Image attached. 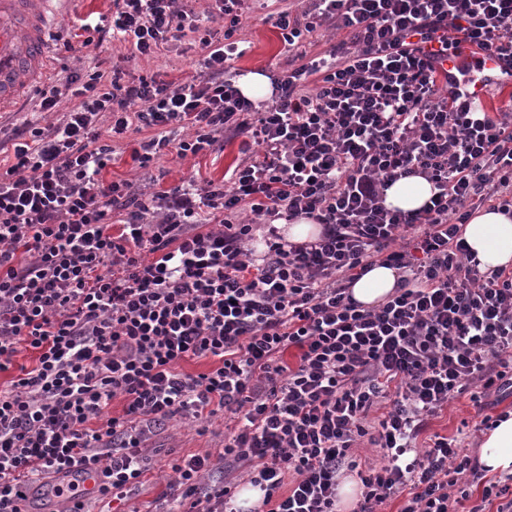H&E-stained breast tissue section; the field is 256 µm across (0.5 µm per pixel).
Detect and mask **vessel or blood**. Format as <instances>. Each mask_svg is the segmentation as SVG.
I'll return each instance as SVG.
<instances>
[{
	"instance_id": "obj_1",
	"label": "vessel or blood",
	"mask_w": 512,
	"mask_h": 512,
	"mask_svg": "<svg viewBox=\"0 0 512 512\" xmlns=\"http://www.w3.org/2000/svg\"><path fill=\"white\" fill-rule=\"evenodd\" d=\"M55 0H0V112L12 108L50 73ZM448 93L484 99L490 86H512V62L494 50H464L443 62Z\"/></svg>"
}]
</instances>
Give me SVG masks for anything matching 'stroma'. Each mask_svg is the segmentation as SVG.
<instances>
[{
  "label": "stroma",
  "instance_id": "stroma-1",
  "mask_svg": "<svg viewBox=\"0 0 512 512\" xmlns=\"http://www.w3.org/2000/svg\"><path fill=\"white\" fill-rule=\"evenodd\" d=\"M303 0H270L268 6L253 10L243 18L233 39L237 41L243 54L230 62L233 72L243 75L257 71L270 73L271 70L286 66L289 60L287 46L284 45L279 29L272 20V13L288 9L298 13L304 10ZM199 59L197 52L185 50L183 45H173L166 56L132 62V69L162 73L165 80L178 81L193 72ZM99 129L103 142L111 143L114 161L102 172L104 180H132L141 184H151L159 180L161 186L169 187L184 180L195 178L222 183L235 166L244 159L242 138H228L221 151L179 159L175 154L161 156L149 167H140L133 161L132 151L141 136L128 132L123 137L111 138L108 121H100ZM512 412V395L503 398L498 405L478 410L471 393H463L438 417L433 418L428 427L429 433L453 436L463 435L471 452H478L484 437L476 426L483 416L498 418L502 413ZM239 427L236 418L217 415L208 422L206 433H199L197 425L170 422L168 426L152 437L147 446L152 458L151 470L145 483L131 496L128 505L136 512H155L158 498L164 491L172 472L167 463L171 459L187 454H203L222 447L226 436L234 434Z\"/></svg>",
  "mask_w": 512,
  "mask_h": 512
}]
</instances>
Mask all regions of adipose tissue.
<instances>
[{
  "label": "adipose tissue",
  "mask_w": 512,
  "mask_h": 512,
  "mask_svg": "<svg viewBox=\"0 0 512 512\" xmlns=\"http://www.w3.org/2000/svg\"><path fill=\"white\" fill-rule=\"evenodd\" d=\"M431 194L430 183L423 177L410 176L395 181L386 190L385 204L410 212L419 209ZM463 237L482 268L512 265V216L489 209L477 211L465 224ZM399 279L396 269L376 265L353 283L351 292L356 301L373 306L393 291ZM478 459L488 473L512 474V414L487 432Z\"/></svg>",
  "instance_id": "ef3b65f1"
}]
</instances>
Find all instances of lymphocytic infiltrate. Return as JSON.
I'll use <instances>...</instances> for the list:
<instances>
[{
  "label": "lymphocytic infiltrate",
  "mask_w": 512,
  "mask_h": 512,
  "mask_svg": "<svg viewBox=\"0 0 512 512\" xmlns=\"http://www.w3.org/2000/svg\"><path fill=\"white\" fill-rule=\"evenodd\" d=\"M57 35L55 54L93 42L152 59L170 43L200 50L180 81L120 66L71 72L37 92L35 111L0 140V512H29L42 479L79 466L97 495L127 501L148 472L146 443L170 421L241 415L222 448L171 460L159 512H240L235 489L202 486L223 463L247 466L263 496L251 512H336V476L357 471L356 512H460L473 488L496 512L512 489L486 478L461 439L417 446L430 419L477 385L512 391V269L484 270L461 228L486 204L512 212V110L449 95L436 61L461 45L512 59V0H311L278 12L289 49L325 23L349 41L272 75L270 101L241 94L227 62L251 0H109ZM112 136L149 130L150 166L246 137L229 183L144 190L104 181ZM420 176L415 213L386 189ZM321 224L311 243L265 239L256 224ZM402 271L379 305L351 283L374 265ZM297 349L296 365L283 355ZM212 358L197 375L182 362ZM121 415L107 416L113 399ZM369 437L384 465L352 455ZM432 193L430 183L423 177L401 178L385 191V205L405 212L415 211L430 198Z\"/></svg>",
  "instance_id": "lymphocytic-infiltrate-1"
}]
</instances>
